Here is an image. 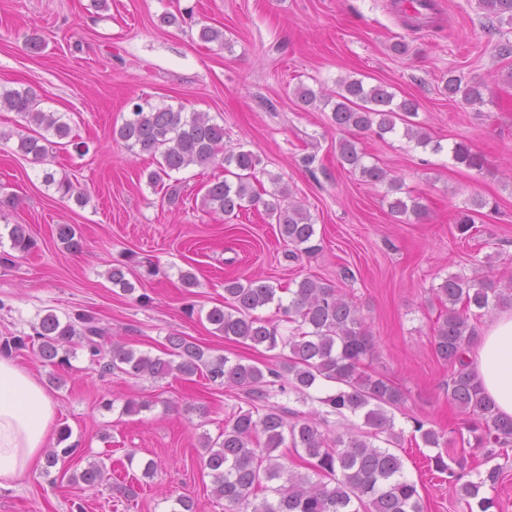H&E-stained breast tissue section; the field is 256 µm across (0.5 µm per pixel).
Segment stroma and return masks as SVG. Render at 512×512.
<instances>
[{
    "mask_svg": "<svg viewBox=\"0 0 512 512\" xmlns=\"http://www.w3.org/2000/svg\"><path fill=\"white\" fill-rule=\"evenodd\" d=\"M436 25L407 28L394 0H0V88L35 92L44 111L64 115L82 142L54 149L40 164L22 156L16 140H0V186L15 207L0 209V227L27 225L37 248L0 263V339L30 333L38 314L86 312L113 340L164 356L166 338L179 333L232 359L273 365L272 352L214 335L187 307L224 301L226 280L260 277L279 288L306 277L343 289L360 307L375 343L363 369L384 376L402 395L393 410L401 434L395 452L416 482L423 512H465L445 475L429 465L433 448L415 437V420L441 431H467L472 415L448 400L449 368L431 345L443 309L434 289L448 274L512 285V85L486 32L477 0H437ZM178 15L175 26L162 14ZM223 29L227 45L201 43L197 31ZM46 47L30 52L26 40ZM405 41L407 54L391 45ZM457 73L483 83L486 103L471 107L442 94V78ZM391 87L418 104L415 122L429 134L423 148L401 134H353L368 156L421 198L424 220L399 222L388 208L387 186L369 184L342 169L336 145L342 134L322 104L303 105L298 86L333 93L339 79ZM185 107L224 126V143L260 160L258 192L279 177L310 212L322 249L292 256L263 209L235 216L207 212L205 191L224 179L223 167L192 166L178 175L179 200L147 175L156 163L112 140L133 103ZM464 141L482 155V169L455 163L449 150ZM440 151H433V144ZM314 156L304 167V156ZM78 179L86 206L61 198L43 182L44 171ZM474 196L488 205L474 228L461 234L454 215ZM74 224L81 253L64 250L56 227ZM131 261L136 291L112 285V264ZM158 266L157 275L145 273ZM198 285L183 287L181 272ZM53 399L56 427H68L77 452L51 475L28 471L14 488L0 490V512H170L172 497L186 495L198 512H224L200 468L201 435L218 436L247 394L206 377L184 381L101 376L85 351L55 371L35 347L10 351ZM60 374L61 385L50 384ZM147 409L123 414L126 401ZM110 458L111 480L89 488L68 482L89 462ZM155 460L153 476L143 474Z\"/></svg>",
    "mask_w": 512,
    "mask_h": 512,
    "instance_id": "1",
    "label": "stroma"
}]
</instances>
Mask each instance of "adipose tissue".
Segmentation results:
<instances>
[{"instance_id":"ef3b65f1","label":"adipose tissue","mask_w":512,"mask_h":512,"mask_svg":"<svg viewBox=\"0 0 512 512\" xmlns=\"http://www.w3.org/2000/svg\"><path fill=\"white\" fill-rule=\"evenodd\" d=\"M469 358L484 393L512 418V311L484 330ZM56 420V406L35 377L0 356V489L39 461Z\"/></svg>"}]
</instances>
